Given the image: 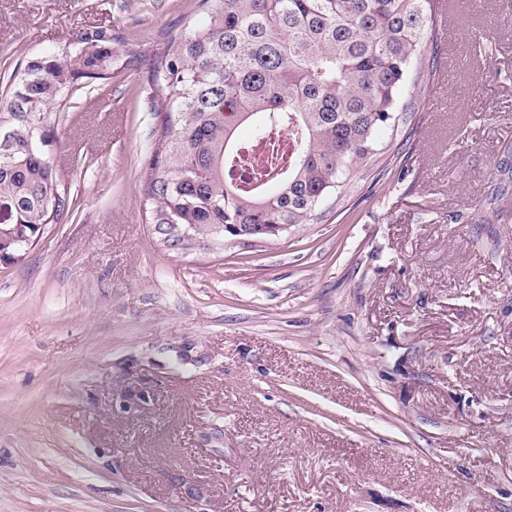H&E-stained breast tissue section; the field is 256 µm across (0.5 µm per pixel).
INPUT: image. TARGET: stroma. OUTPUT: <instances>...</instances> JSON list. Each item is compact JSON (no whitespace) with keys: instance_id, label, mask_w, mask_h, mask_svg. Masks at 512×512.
Here are the masks:
<instances>
[{"instance_id":"1","label":"stroma","mask_w":512,"mask_h":512,"mask_svg":"<svg viewBox=\"0 0 512 512\" xmlns=\"http://www.w3.org/2000/svg\"><path fill=\"white\" fill-rule=\"evenodd\" d=\"M198 4L0 0V98L91 30L114 57L51 120L74 211L0 262V512H512V218L478 209L512 144V0H463L347 207L176 252L141 195L148 80Z\"/></svg>"}]
</instances>
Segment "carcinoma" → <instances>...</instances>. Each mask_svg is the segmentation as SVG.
<instances>
[{
  "instance_id": "carcinoma-1",
  "label": "carcinoma",
  "mask_w": 512,
  "mask_h": 512,
  "mask_svg": "<svg viewBox=\"0 0 512 512\" xmlns=\"http://www.w3.org/2000/svg\"><path fill=\"white\" fill-rule=\"evenodd\" d=\"M205 15L172 35L152 65L160 129L142 185L170 250L276 237L278 225L319 224L357 176L383 162L415 112L436 38L433 0H201ZM112 78V38L97 30L74 53L44 52L16 69L0 101V261L16 262L74 207L49 144L51 115L74 88ZM252 143L284 131L288 162L269 186L247 175L237 130ZM389 133V141L379 139ZM484 223L507 216L512 165H496Z\"/></svg>"
}]
</instances>
